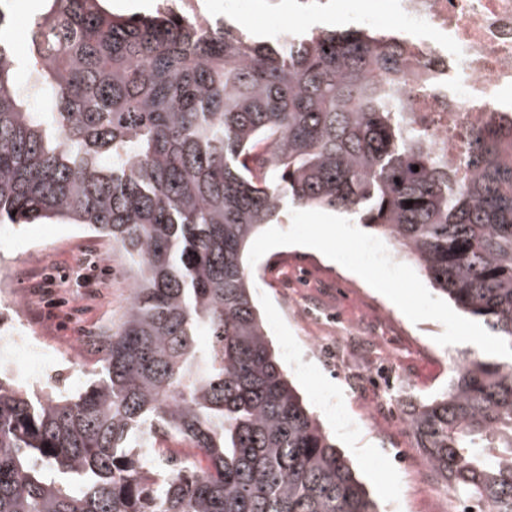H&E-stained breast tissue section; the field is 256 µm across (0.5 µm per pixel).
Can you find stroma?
<instances>
[{"label": "stroma", "instance_id": "stroma-1", "mask_svg": "<svg viewBox=\"0 0 512 512\" xmlns=\"http://www.w3.org/2000/svg\"><path fill=\"white\" fill-rule=\"evenodd\" d=\"M28 0H8L0 30L30 80L26 60L36 16ZM211 24L230 25L257 40L280 29L290 36L317 27L297 15L293 0H175ZM335 225L323 250L307 247L323 226ZM354 217L317 208H290L287 219L265 225L248 247L258 273L254 290L284 372L364 482L380 512H442L448 489L429 466L407 425L414 404L443 392L455 360L481 351L489 338L437 293L413 260L396 255L395 269L375 266L356 252L376 239ZM111 242L72 224L14 227L0 238V276L18 290L0 316L28 328L60 354L39 374L62 393L95 380L102 339L129 304L126 281L101 270Z\"/></svg>", "mask_w": 512, "mask_h": 512}]
</instances>
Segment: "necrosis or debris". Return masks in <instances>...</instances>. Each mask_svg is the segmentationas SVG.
<instances>
[{
    "label": "necrosis or debris",
    "mask_w": 512,
    "mask_h": 512,
    "mask_svg": "<svg viewBox=\"0 0 512 512\" xmlns=\"http://www.w3.org/2000/svg\"><path fill=\"white\" fill-rule=\"evenodd\" d=\"M306 9H337L365 32L394 18L408 67L398 84L400 105L433 157L463 166V131L487 117L512 112V0H299ZM40 340L23 328L0 336V366L46 357Z\"/></svg>",
    "instance_id": "necrosis-or-debris-1"
}]
</instances>
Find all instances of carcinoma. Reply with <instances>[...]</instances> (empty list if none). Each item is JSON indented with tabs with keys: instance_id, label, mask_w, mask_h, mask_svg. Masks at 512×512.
<instances>
[{
	"instance_id": "1",
	"label": "carcinoma",
	"mask_w": 512,
	"mask_h": 512,
	"mask_svg": "<svg viewBox=\"0 0 512 512\" xmlns=\"http://www.w3.org/2000/svg\"><path fill=\"white\" fill-rule=\"evenodd\" d=\"M29 41L25 89L0 42V223L79 225L135 274L93 384L0 373V512H377L254 303L247 246L288 202L358 218L495 334L407 425L463 505L512 512L511 118L466 132L459 180L401 125L391 35L46 0Z\"/></svg>"
}]
</instances>
